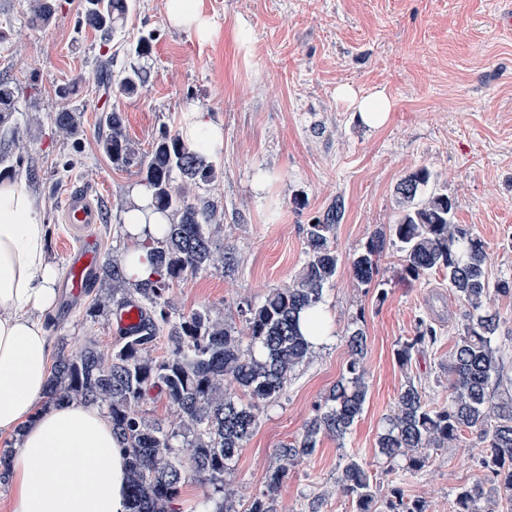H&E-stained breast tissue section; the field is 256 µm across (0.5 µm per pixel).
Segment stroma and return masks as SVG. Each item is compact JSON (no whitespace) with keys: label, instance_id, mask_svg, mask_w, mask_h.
<instances>
[{"label":"stroma","instance_id":"stroma-1","mask_svg":"<svg viewBox=\"0 0 512 512\" xmlns=\"http://www.w3.org/2000/svg\"><path fill=\"white\" fill-rule=\"evenodd\" d=\"M214 21L201 39L172 29L165 0H132L133 10L110 42L82 22L85 0H55L52 17L31 18L37 0H0V82L15 90V106L0 124V172L10 171L37 202L48 227L47 251L64 269L70 236L61 222L63 199L82 187L98 197L105 222L96 233L104 257L128 250L123 214L140 178L132 166L113 163L102 142L107 107L119 108L124 130L140 153L162 130L180 132L187 113H204L224 131V149L213 154L217 180L191 189L217 207L211 236L233 249L189 273L167 297L175 314L209 311L244 330L241 307L260 302L272 289L292 283L305 258V229L335 202L343 217L334 235L343 258L361 251L372 236L385 238L379 268L383 289L364 288L341 267L323 294L334 330L330 344L296 370L283 395L270 403L219 500L246 512L267 470L277 467L282 442L301 434L329 389L343 376L352 324L365 331L369 385L364 411L344 441L325 437L314 453L289 466L276 494L277 512H352L337 478L344 455L390 485L392 473L379 456L386 426L405 375L396 351L417 333L419 321L439 339L413 362L434 407L448 401V356L464 308L441 275L413 284L401 279L389 245L396 221L395 190L409 174L426 168L456 203V221L485 244L491 279H512V30L499 15L507 0H198ZM245 21V36L235 32ZM153 34L150 55L130 49ZM113 71L141 69L133 96L106 81ZM72 85L74 95L57 94ZM384 91L392 102L387 121L366 126L337 90ZM79 116L77 135L52 117L67 104ZM271 174L256 195V171ZM117 306L97 284L67 320L49 311L41 320L51 347L79 351L87 339L102 349L118 343ZM483 445L468 436L459 448L432 456L418 474L405 476L407 496L427 501L429 512H452L457 487L482 484V512L494 493L480 460ZM218 500V501H219Z\"/></svg>","mask_w":512,"mask_h":512}]
</instances>
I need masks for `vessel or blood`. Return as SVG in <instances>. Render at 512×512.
<instances>
[{"mask_svg": "<svg viewBox=\"0 0 512 512\" xmlns=\"http://www.w3.org/2000/svg\"><path fill=\"white\" fill-rule=\"evenodd\" d=\"M61 220L74 234L60 285L61 307L69 310L89 293L100 275L102 253L93 227L104 223L105 211L99 202L91 199L88 191L77 189L67 194Z\"/></svg>", "mask_w": 512, "mask_h": 512, "instance_id": "1", "label": "vessel or blood"}]
</instances>
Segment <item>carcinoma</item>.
Segmentation results:
<instances>
[{
    "mask_svg": "<svg viewBox=\"0 0 512 512\" xmlns=\"http://www.w3.org/2000/svg\"><path fill=\"white\" fill-rule=\"evenodd\" d=\"M130 0H86L83 23L108 42L114 24L125 19ZM142 84L137 67L122 72L119 92L130 94ZM14 89L0 84V121L12 111ZM55 125L71 135L78 129L77 113L53 116ZM110 134L102 142L112 161L135 166L152 192L154 205L171 212L162 240L148 243L159 277L128 287L124 257L116 255L102 270L121 308L135 302L141 322L117 347L105 351L90 338L77 353L60 349L52 368L46 398H79L104 407L129 457L130 512H172L185 473L190 472L213 493L221 492L224 475L259 426L265 406L278 400L296 370L310 358L312 346L299 319L322 301L324 288L336 277L342 257L333 243L342 204L306 229L305 259L293 284L270 291L257 304L242 310L248 346L234 328L214 319L207 310L172 317L166 298L169 288L187 273L213 264L211 237L214 205L189 201L175 180L200 187L217 177L216 165L177 133L165 130L152 149L141 156L124 133L120 110L104 119ZM432 173L421 169L396 188L399 215L390 229L401 262V278L412 283L433 273L448 280V288L465 308L448 360V403L432 407L411 374L416 352L438 341L435 330L419 321L418 335L397 349L406 380L397 396L388 428L378 438L380 453L402 471L416 473L431 455L459 446L466 432L486 443L481 467L493 477V492L512 512V378L504 375L503 356L495 343L500 318L491 309L496 296H512V280L489 278L484 242L454 220L455 202L434 190L423 196ZM384 241L371 240L350 261L353 278L369 285L379 274ZM166 333L167 357L150 352ZM345 375L329 391L306 422L302 433L277 449L283 465L266 472L264 489L250 501L247 512H276L274 492L288 476V465L312 455L323 437L342 441L362 414L368 396L364 359L366 337L350 330ZM153 390L164 394L179 422L150 421L138 410ZM338 483L352 498L354 512H428V504L408 499L393 485L381 492L374 476L355 456L344 460ZM483 492L463 486L455 493L452 512H479Z\"/></svg>",
    "mask_w": 512,
    "mask_h": 512,
    "instance_id": "cac0c4a2",
    "label": "carcinoma"
}]
</instances>
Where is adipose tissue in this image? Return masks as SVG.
Here are the masks:
<instances>
[{"instance_id":"1","label":"adipose tissue","mask_w":512,"mask_h":512,"mask_svg":"<svg viewBox=\"0 0 512 512\" xmlns=\"http://www.w3.org/2000/svg\"><path fill=\"white\" fill-rule=\"evenodd\" d=\"M165 11L173 28L201 38L212 31L196 0H165ZM337 95L373 127L392 108L381 90L362 94L344 85ZM168 222L148 190L132 191L124 215L134 242L124 265L131 283L156 278L146 243L161 239ZM47 240L29 194L16 181H0V435L16 438L8 512H129L127 456L111 420L80 400L43 401L49 348L38 316L57 299Z\"/></svg>"}]
</instances>
